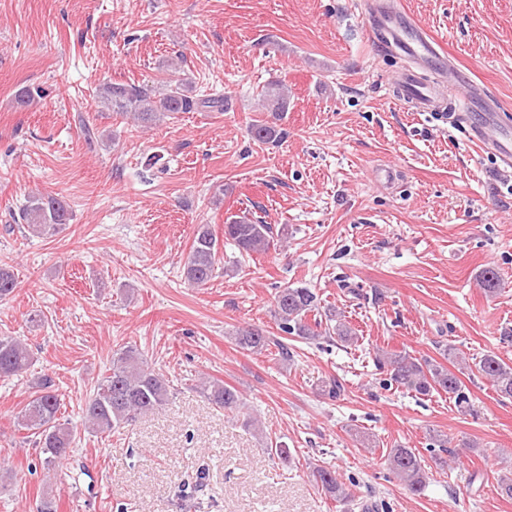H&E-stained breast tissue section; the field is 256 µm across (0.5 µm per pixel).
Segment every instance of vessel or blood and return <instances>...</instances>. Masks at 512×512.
<instances>
[{"mask_svg": "<svg viewBox=\"0 0 512 512\" xmlns=\"http://www.w3.org/2000/svg\"><path fill=\"white\" fill-rule=\"evenodd\" d=\"M365 7L390 47L408 61L407 69L395 82L394 95L415 112L461 113L477 145L496 155L503 165L511 166L512 124L502 119L498 102L482 87L457 74L419 21L402 22L394 0H367Z\"/></svg>", "mask_w": 512, "mask_h": 512, "instance_id": "vessel-or-blood-1", "label": "vessel or blood"}]
</instances>
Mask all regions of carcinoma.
Returning <instances> with one entry per match:
<instances>
[{
  "mask_svg": "<svg viewBox=\"0 0 512 512\" xmlns=\"http://www.w3.org/2000/svg\"><path fill=\"white\" fill-rule=\"evenodd\" d=\"M182 69L172 62L157 86L105 82L96 89L97 99L107 108L129 115L140 124L152 125L176 112H195L202 108L224 109V99L192 95V89L181 76ZM262 108L277 119L288 111V94L282 82L269 83L261 93ZM251 138L261 144L277 140L280 132L267 122L250 126ZM73 214L63 200L43 194L30 195L20 219L28 232L42 238L55 236ZM224 239L240 254L250 256L268 251L274 245L273 227L244 215H231L224 223ZM218 237L207 224L197 226L184 267L185 280L193 287H203L212 279L220 262ZM480 287L494 294L501 280L493 268L485 269L479 279ZM16 287L14 273L0 266V298L9 296ZM274 317L278 329L305 340L336 338L344 347L357 345L359 337L345 320L330 309L322 308L319 295L307 287L286 286L274 295ZM242 350L256 354L276 348L283 361L291 359L288 346L280 337H271L257 328H240L234 337ZM33 365L27 345L9 337H0V379L19 376ZM377 370L386 375L385 385H396L421 396L443 392L454 400L458 412L473 411L469 395L461 379L446 365L431 357H416L406 351L380 350L375 356ZM488 381L503 398H512V364L494 352L474 359L467 369ZM208 399L218 408L238 411L243 401L238 391L220 380L202 384ZM171 395L169 381L151 369L139 350L127 346L112 356V366L86 398L83 420L95 432H114L132 425L144 415L166 404ZM62 398L55 381L48 375L31 382V393L16 416L18 429L36 437L42 464L50 470L66 459L73 443V428L61 413ZM390 474L410 492L420 493L429 480L425 460L412 448H392L385 455ZM316 483L333 499L352 498L346 485L339 481L336 471L323 467L313 472Z\"/></svg>",
  "mask_w": 512,
  "mask_h": 512,
  "instance_id": "1",
  "label": "carcinoma"
}]
</instances>
